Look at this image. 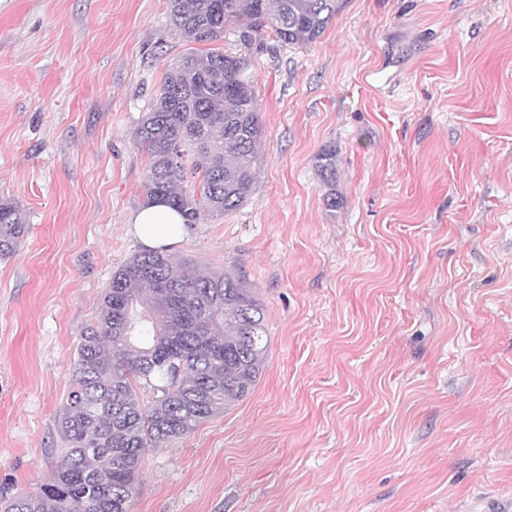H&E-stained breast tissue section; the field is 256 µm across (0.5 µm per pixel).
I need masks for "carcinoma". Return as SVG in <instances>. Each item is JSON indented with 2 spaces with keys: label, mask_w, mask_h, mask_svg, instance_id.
Segmentation results:
<instances>
[{
  "label": "carcinoma",
  "mask_w": 512,
  "mask_h": 512,
  "mask_svg": "<svg viewBox=\"0 0 512 512\" xmlns=\"http://www.w3.org/2000/svg\"><path fill=\"white\" fill-rule=\"evenodd\" d=\"M344 0H169L171 25L189 43L216 41L232 23L249 46L263 29L306 46ZM264 135L251 57L210 48L183 54L144 113L135 138L150 157L145 205L166 203L193 226L225 215L254 191ZM326 209L340 207L336 149L314 159ZM192 175V189L183 187ZM26 231L23 211L0 202V258ZM163 250L133 255L112 274L98 317L76 347L72 386L57 429L60 463L33 494L0 485V512H128L146 452L190 434L245 397L269 347L265 310L244 276L200 274ZM150 389L148 401L139 389Z\"/></svg>",
  "instance_id": "obj_1"
}]
</instances>
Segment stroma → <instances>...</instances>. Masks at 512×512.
<instances>
[{
	"label": "stroma",
	"instance_id": "35a3bbf8",
	"mask_svg": "<svg viewBox=\"0 0 512 512\" xmlns=\"http://www.w3.org/2000/svg\"><path fill=\"white\" fill-rule=\"evenodd\" d=\"M187 49L167 0H0V201L29 226L0 259L13 494L54 471L78 339L143 249L135 130ZM248 52L256 189L170 254L245 276L267 356L146 453L130 512H512V0H347L313 43ZM314 165L321 184L327 190L324 197L326 209L335 212L342 202V198L336 194V149H322L315 156Z\"/></svg>",
	"mask_w": 512,
	"mask_h": 512
}]
</instances>
